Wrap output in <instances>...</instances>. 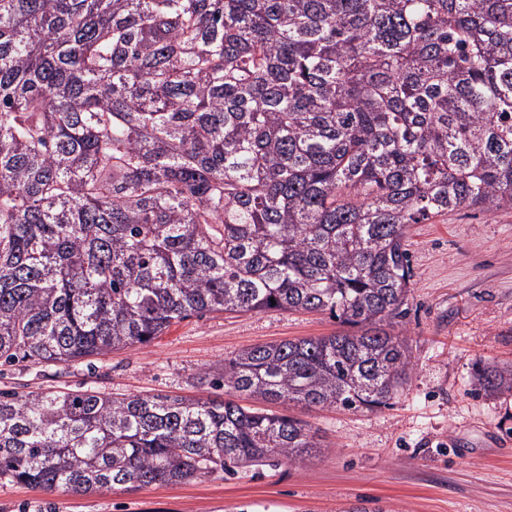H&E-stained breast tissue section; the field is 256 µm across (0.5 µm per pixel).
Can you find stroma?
<instances>
[{"instance_id":"stroma-1","label":"stroma","mask_w":512,"mask_h":512,"mask_svg":"<svg viewBox=\"0 0 512 512\" xmlns=\"http://www.w3.org/2000/svg\"><path fill=\"white\" fill-rule=\"evenodd\" d=\"M414 277L399 321L413 369L374 412L269 404L307 423L320 448L302 461L240 467L181 484L46 492L0 479V512H512V393L474 390L478 361L512 365V207L466 208L411 225ZM329 315L209 313L150 344L89 361L0 372V391L95 390L120 397L228 396L203 376L243 349L330 336Z\"/></svg>"}]
</instances>
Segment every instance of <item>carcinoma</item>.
I'll list each match as a JSON object with an SVG mask.
<instances>
[{"label":"carcinoma","mask_w":512,"mask_h":512,"mask_svg":"<svg viewBox=\"0 0 512 512\" xmlns=\"http://www.w3.org/2000/svg\"><path fill=\"white\" fill-rule=\"evenodd\" d=\"M512 207V0H0V366L208 312L327 313L211 384L391 405L412 224ZM474 387L512 392V365ZM302 421L208 397L0 391V477L87 494L295 462Z\"/></svg>","instance_id":"obj_1"}]
</instances>
